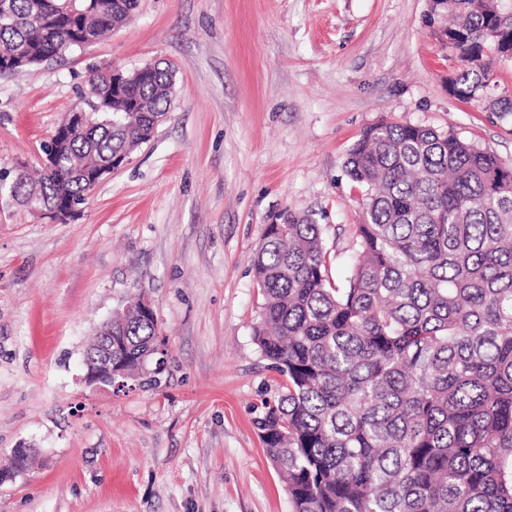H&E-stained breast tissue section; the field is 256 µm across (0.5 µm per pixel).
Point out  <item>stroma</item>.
<instances>
[{
	"mask_svg": "<svg viewBox=\"0 0 512 512\" xmlns=\"http://www.w3.org/2000/svg\"><path fill=\"white\" fill-rule=\"evenodd\" d=\"M429 0H139L106 38L0 78V168L41 165L87 69L176 73L166 120L61 224L0 203V512H291L253 425L280 382L254 342L252 259L275 216L353 262L347 154L382 119L453 131L512 166V114L448 91ZM168 353L159 387L85 385L84 354L131 295Z\"/></svg>",
	"mask_w": 512,
	"mask_h": 512,
	"instance_id": "1",
	"label": "stroma"
}]
</instances>
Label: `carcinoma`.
I'll return each mask as SVG.
<instances>
[{
    "label": "carcinoma",
    "instance_id": "obj_1",
    "mask_svg": "<svg viewBox=\"0 0 512 512\" xmlns=\"http://www.w3.org/2000/svg\"><path fill=\"white\" fill-rule=\"evenodd\" d=\"M502 0H438L464 33L453 54L460 100L512 112L492 59L512 41ZM0 65L21 71L103 38L138 0H0ZM92 68L79 90L83 128L33 180L0 169L10 200L64 214L83 205L87 174L132 156L166 111L174 70ZM364 188L355 260L330 278L321 225L283 212L252 261L262 293L254 340L282 377L254 419L287 484L292 512H512V166L448 131L387 120L346 158ZM147 315L112 322V364L144 376L158 346Z\"/></svg>",
    "mask_w": 512,
    "mask_h": 512
}]
</instances>
